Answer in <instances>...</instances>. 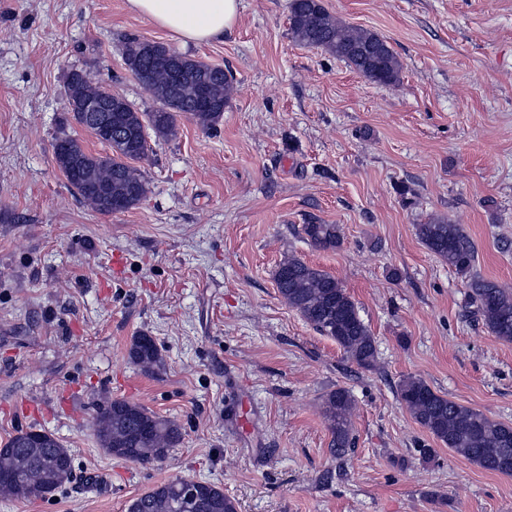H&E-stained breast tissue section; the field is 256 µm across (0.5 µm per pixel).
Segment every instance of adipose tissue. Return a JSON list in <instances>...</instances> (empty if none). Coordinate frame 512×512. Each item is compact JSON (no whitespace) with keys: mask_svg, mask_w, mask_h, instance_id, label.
<instances>
[{"mask_svg":"<svg viewBox=\"0 0 512 512\" xmlns=\"http://www.w3.org/2000/svg\"><path fill=\"white\" fill-rule=\"evenodd\" d=\"M130 10L183 43H207L223 36L238 17L239 0H127Z\"/></svg>","mask_w":512,"mask_h":512,"instance_id":"1","label":"adipose tissue"}]
</instances>
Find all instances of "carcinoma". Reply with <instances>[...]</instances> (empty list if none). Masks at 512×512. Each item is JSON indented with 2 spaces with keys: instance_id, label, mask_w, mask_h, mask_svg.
Segmentation results:
<instances>
[{
  "instance_id": "obj_1",
  "label": "carcinoma",
  "mask_w": 512,
  "mask_h": 512,
  "mask_svg": "<svg viewBox=\"0 0 512 512\" xmlns=\"http://www.w3.org/2000/svg\"><path fill=\"white\" fill-rule=\"evenodd\" d=\"M290 30L297 41L327 50L374 82L391 83L399 78L402 64L382 37L343 24L320 0H291ZM126 65L133 75H145L144 88L159 102L158 108L137 112L124 97L74 69L68 76L67 109L78 124L112 148L105 156L94 155L71 137L57 139L54 146L55 162L70 186L86 206L101 213L124 212L146 197L148 182L131 162L148 156L149 133L158 139L175 136L181 115L213 128L235 90L233 75L223 67L176 55L158 42L130 38ZM98 98L112 101L110 142L93 122L82 121L72 108ZM302 231L320 250H334L342 242L336 224H305ZM416 231L449 268L467 279L469 303L476 316L498 339L512 343V288L472 273L475 247L460 225L434 218L417 225ZM274 281L288 306L321 335L334 340L348 360L363 369L374 366L376 347L370 329L333 275L292 256L279 263ZM128 356L145 373L164 367L161 349L147 334L133 337ZM398 396L416 422L449 450L484 470L512 475V425L438 394L420 378H405ZM354 406L345 388L331 392L323 403V417L332 435L331 452L338 458L352 445ZM93 411L97 441L115 458L163 462L182 442L183 428L177 420L159 416L138 403L112 399ZM73 472L70 449L46 431H20L0 447V496L46 500L71 482ZM128 512H237V508L215 484L198 482L195 493L187 497L182 481L172 480L132 500Z\"/></svg>"
}]
</instances>
